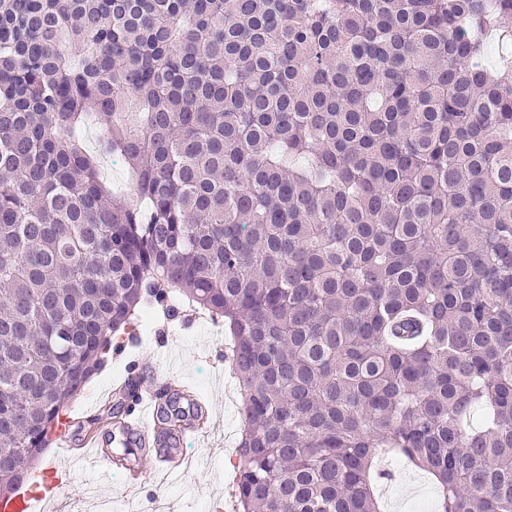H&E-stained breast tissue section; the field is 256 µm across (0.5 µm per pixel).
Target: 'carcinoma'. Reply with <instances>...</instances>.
<instances>
[{
	"instance_id": "1",
	"label": "carcinoma",
	"mask_w": 512,
	"mask_h": 512,
	"mask_svg": "<svg viewBox=\"0 0 512 512\" xmlns=\"http://www.w3.org/2000/svg\"><path fill=\"white\" fill-rule=\"evenodd\" d=\"M512 0H0V455L137 312L224 320L236 512H512ZM103 150L125 160L112 199ZM391 477L381 486L386 512H439L436 484L424 472L403 461L384 465Z\"/></svg>"
}]
</instances>
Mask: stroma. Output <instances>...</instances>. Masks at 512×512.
<instances>
[{
    "label": "stroma",
    "instance_id": "obj_1",
    "mask_svg": "<svg viewBox=\"0 0 512 512\" xmlns=\"http://www.w3.org/2000/svg\"><path fill=\"white\" fill-rule=\"evenodd\" d=\"M161 310H153L146 332L135 341H124L121 356H109L104 367L94 374L71 400L70 413L82 433L99 429L97 420L102 393L121 378L129 360L157 361L160 373L177 374L199 389L209 402L218 435L184 434L179 448L191 460H204V467L192 468L174 476L130 488L124 471H113L101 484L102 494L112 499V512H127L130 499L155 504L156 512H232V486L238 466V438L241 433L240 403L228 402L225 394L224 359L230 343L227 334L216 333L214 320L201 315L194 321L176 319L171 323L173 348L166 359H158L157 328ZM390 477L381 487L385 512H439L437 487L424 472L402 461L385 465Z\"/></svg>",
    "mask_w": 512,
    "mask_h": 512
}]
</instances>
